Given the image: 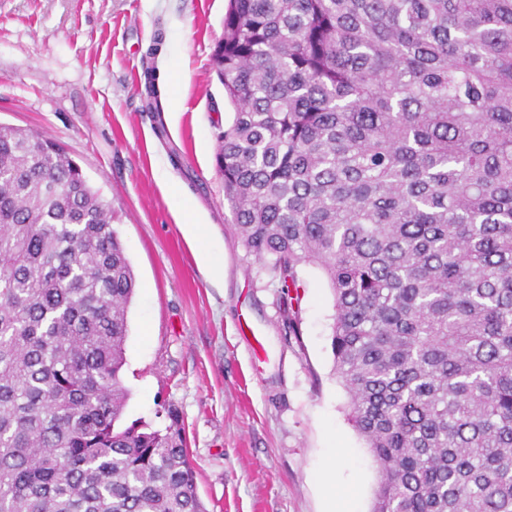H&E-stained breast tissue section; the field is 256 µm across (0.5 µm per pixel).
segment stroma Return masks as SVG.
<instances>
[{
    "label": "stroma",
    "mask_w": 512,
    "mask_h": 512,
    "mask_svg": "<svg viewBox=\"0 0 512 512\" xmlns=\"http://www.w3.org/2000/svg\"><path fill=\"white\" fill-rule=\"evenodd\" d=\"M226 0H0V123L57 141L111 203L137 289L118 428H185L207 512H327L319 481L371 512L379 475L334 372L333 296L298 269L299 332L267 263L234 232L216 171L233 121L213 66ZM211 227L224 277L189 246L181 201Z\"/></svg>",
    "instance_id": "stroma-1"
}]
</instances>
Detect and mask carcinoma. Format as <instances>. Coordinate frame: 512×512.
Wrapping results in <instances>:
<instances>
[{
	"label": "carcinoma",
	"instance_id": "cac0c4a2",
	"mask_svg": "<svg viewBox=\"0 0 512 512\" xmlns=\"http://www.w3.org/2000/svg\"><path fill=\"white\" fill-rule=\"evenodd\" d=\"M216 165L288 310L334 299L371 512H512V0H229ZM50 137L0 124V512H206L177 415L118 429L132 265Z\"/></svg>",
	"mask_w": 512,
	"mask_h": 512
}]
</instances>
